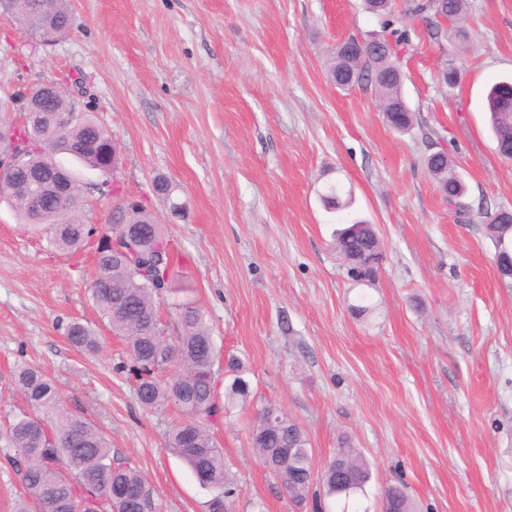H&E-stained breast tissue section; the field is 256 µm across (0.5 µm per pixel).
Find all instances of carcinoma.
I'll list each match as a JSON object with an SVG mask.
<instances>
[{"instance_id": "obj_1", "label": "carcinoma", "mask_w": 512, "mask_h": 512, "mask_svg": "<svg viewBox=\"0 0 512 512\" xmlns=\"http://www.w3.org/2000/svg\"><path fill=\"white\" fill-rule=\"evenodd\" d=\"M468 0H409L407 11L426 21L430 40L440 42L447 31L438 16L448 14L461 42L467 32L461 26ZM20 31L29 34L44 29L56 38L73 28L70 0H17L8 12ZM375 49L367 51L351 37L336 46L330 57L328 77L339 89L370 87L387 125L403 133L413 129L417 117L407 103L403 75L398 65L406 34L392 32L372 38ZM463 71L453 64L442 69L441 82L448 90L458 87ZM490 122L499 155L512 153V81L494 83L487 94ZM48 111L33 113L29 123L17 130L23 142L22 164L13 176L20 183L37 177L47 180L58 172L56 155L68 154L84 166L109 173L112 137L88 114L78 115L67 130L60 129L61 112L75 110L66 92L46 98ZM428 175L445 201L460 212L470 210L461 203L465 186L451 164L448 153L436 150L425 157ZM178 186L165 177L153 182L154 193L179 216ZM34 187L0 189V199L14 208L21 223L46 237L50 247L63 253L84 248L97 229L80 218L81 189L66 192L46 190L42 199ZM351 191L341 183L330 184L321 200L329 210L347 208ZM494 242L495 264L503 278L512 280V210L480 207L477 212ZM127 227L141 235L112 250L110 240ZM99 234V233H97ZM338 252L347 260L374 251L382 244L374 225L358 220L344 228L336 240ZM172 248L163 225L142 205L118 207L112 225L99 234L97 260L91 278V297L101 317L127 343L128 360L123 369L135 381V395L144 410L172 403L183 419L166 435L165 449L191 468L201 488L213 493L209 512H226L229 494L224 452L215 443L210 428L218 418L251 396L246 369L237 358H229L224 373L231 378L225 387L224 406L215 401L214 365L218 351L205 313L190 303L177 305V329L168 331L156 308V298L172 287ZM65 337L79 351L97 352L100 342L91 327L80 320L65 326ZM16 386L30 408L15 416L0 443L14 450L11 456L26 494L38 501L43 512H156L154 491L143 474L124 457L112 453L103 432L80 415L68 410L54 382L38 367L20 364L13 370ZM250 437L265 463L292 502L300 506L308 499L313 466L312 449L304 429L279 411L258 413ZM300 448L296 460L284 464L280 449ZM371 480L369 465L357 449L343 440L320 471L325 496L336 500L340 512H354L355 502L366 495ZM392 512H414L402 485H390L383 493Z\"/></svg>"}]
</instances>
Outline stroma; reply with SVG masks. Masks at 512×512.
I'll use <instances>...</instances> for the list:
<instances>
[{
  "label": "stroma",
  "mask_w": 512,
  "mask_h": 512,
  "mask_svg": "<svg viewBox=\"0 0 512 512\" xmlns=\"http://www.w3.org/2000/svg\"><path fill=\"white\" fill-rule=\"evenodd\" d=\"M467 43H435L422 20L368 13L363 0H71L73 29L34 43L0 16V106L60 83L118 150V192L80 169V216L106 228L112 210L142 204L175 248L174 290L205 313L222 359L249 369L250 401L213 425L232 478L229 512H314L296 507L250 443L258 410L274 404L308 435L322 468L340 437L370 465L361 512L404 482L416 512H512V288L480 222L462 224L427 175L430 132L455 162L470 210H512V160L497 152L485 94L512 77V0H468ZM407 31L403 92L422 123L400 134L372 89L336 88L332 48L384 25ZM464 73L439 82L446 60ZM177 184L187 209L170 217L154 176ZM351 188L350 209L318 199L325 183ZM374 224L383 260L373 282L354 281L336 232ZM95 242L67 255L24 233L0 201V427L20 410L15 364L38 367L64 404L98 427L154 490L157 512H209L211 495L166 451L178 418L170 404L142 410L120 366L126 343L91 298ZM366 299L363 317L352 304ZM89 323L102 344L85 354L64 335Z\"/></svg>",
  "instance_id": "1"
}]
</instances>
